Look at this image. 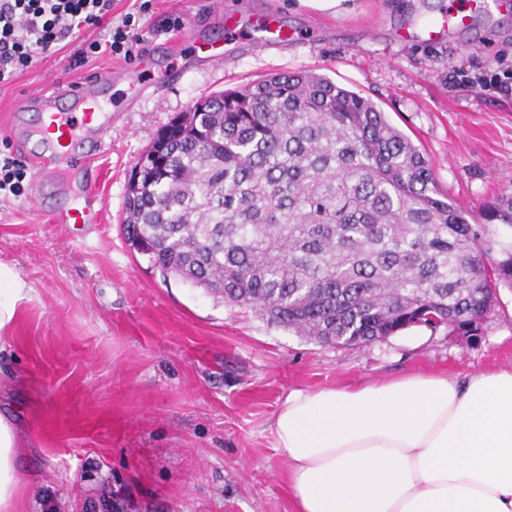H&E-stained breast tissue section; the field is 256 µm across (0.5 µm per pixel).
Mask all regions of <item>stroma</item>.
<instances>
[{
  "label": "stroma",
  "mask_w": 512,
  "mask_h": 512,
  "mask_svg": "<svg viewBox=\"0 0 512 512\" xmlns=\"http://www.w3.org/2000/svg\"><path fill=\"white\" fill-rule=\"evenodd\" d=\"M354 4L335 19L292 0H152L137 20L144 54L70 68L84 42L108 37L76 31L0 85V152L24 163L21 135L6 127L18 97L56 77L123 74L105 102L112 125L82 173L60 163L0 197V260L28 284L0 348V412L24 444L18 512H292L273 428L290 391L512 367L510 289L475 342L412 327L367 346H320L162 278L123 235L127 178L157 132L198 98L276 73L313 71L370 98L472 223L512 194V92L450 78L455 65L512 63V13L491 4L467 31L430 40L401 32L437 18L438 0ZM271 10L305 38L261 47L253 27ZM202 40L227 45L223 64ZM78 199L101 210L100 223H53L54 209Z\"/></svg>",
  "instance_id": "obj_1"
}]
</instances>
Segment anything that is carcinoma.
Wrapping results in <instances>:
<instances>
[{"mask_svg":"<svg viewBox=\"0 0 512 512\" xmlns=\"http://www.w3.org/2000/svg\"><path fill=\"white\" fill-rule=\"evenodd\" d=\"M123 228L162 277L322 346L409 326L476 341L512 288V194L485 223L438 186L371 99L315 72L273 74L160 130Z\"/></svg>","mask_w":512,"mask_h":512,"instance_id":"1","label":"carcinoma"}]
</instances>
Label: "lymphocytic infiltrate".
Masks as SVG:
<instances>
[{
  "mask_svg": "<svg viewBox=\"0 0 512 512\" xmlns=\"http://www.w3.org/2000/svg\"><path fill=\"white\" fill-rule=\"evenodd\" d=\"M112 0H0V84L28 68L35 54L51 51L69 33L82 28L108 30L107 44L91 41L81 58L107 48L126 57L142 50L135 31L138 12L125 13L120 24L112 22Z\"/></svg>",
  "mask_w": 512,
  "mask_h": 512,
  "instance_id": "1",
  "label": "lymphocytic infiltrate"
}]
</instances>
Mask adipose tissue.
Instances as JSON below:
<instances>
[{"label": "adipose tissue", "mask_w": 512, "mask_h": 512, "mask_svg": "<svg viewBox=\"0 0 512 512\" xmlns=\"http://www.w3.org/2000/svg\"><path fill=\"white\" fill-rule=\"evenodd\" d=\"M25 297L0 261V330ZM274 430L293 512H512V368L294 390ZM18 448L0 416V512L18 501Z\"/></svg>", "instance_id": "1"}]
</instances>
